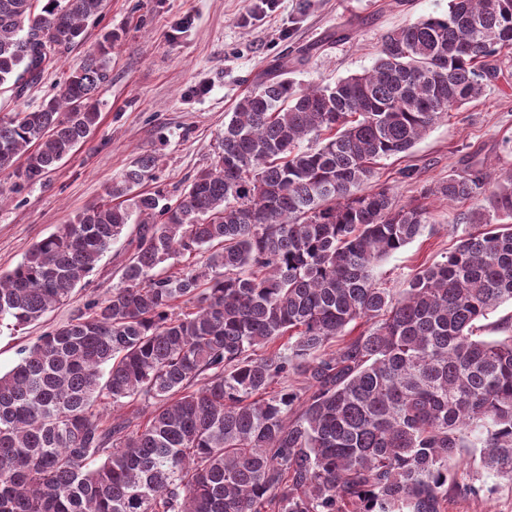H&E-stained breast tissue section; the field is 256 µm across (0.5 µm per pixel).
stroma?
<instances>
[{
  "mask_svg": "<svg viewBox=\"0 0 512 512\" xmlns=\"http://www.w3.org/2000/svg\"><path fill=\"white\" fill-rule=\"evenodd\" d=\"M448 11V0H105L102 18L89 22L84 40L62 53L23 99L0 93V116L40 105L63 72L79 67L104 30L117 33L112 80L100 87L98 125L46 180L0 204V271L12 269L29 248L97 201L113 178L144 153L159 156L144 192L173 196L207 167L238 99L281 57L292 60L291 79L326 85L372 68L388 31ZM308 61L299 62L301 49ZM512 59L483 96L448 112L408 153L380 160L377 183L398 204L422 199L429 222L422 236L375 270L380 287L400 291L423 265L442 260L458 244L472 205L423 199L426 185L468 171L485 160L494 173L512 169ZM413 169L410 178L403 169ZM137 231L127 226L69 301L19 333L0 332V371L19 362V350L69 320L73 309L106 295L120 279ZM477 472L479 495L452 494L446 512H512V482L459 463L455 476Z\"/></svg>",
  "mask_w": 512,
  "mask_h": 512,
  "instance_id": "obj_1",
  "label": "stroma"
}]
</instances>
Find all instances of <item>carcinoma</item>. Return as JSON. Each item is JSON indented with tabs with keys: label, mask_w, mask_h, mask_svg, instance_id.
<instances>
[{
	"label": "carcinoma",
	"mask_w": 512,
	"mask_h": 512,
	"mask_svg": "<svg viewBox=\"0 0 512 512\" xmlns=\"http://www.w3.org/2000/svg\"><path fill=\"white\" fill-rule=\"evenodd\" d=\"M104 2L0 0V91L25 96ZM115 41L105 31L52 97L0 117V202L93 134ZM511 54L512 0H448L387 32L362 74L302 87L282 60L175 202L133 192L158 167L142 154L0 273V325L15 330L139 225L120 284L0 374V512H445L448 493L480 491L448 468L463 448L512 481V316L477 335L512 301V171L479 159L425 188L493 219L397 295L373 269L422 235L428 209L355 193ZM291 374L302 387L268 394ZM139 401L142 423L95 410Z\"/></svg>",
	"instance_id": "cac0c4a2"
}]
</instances>
